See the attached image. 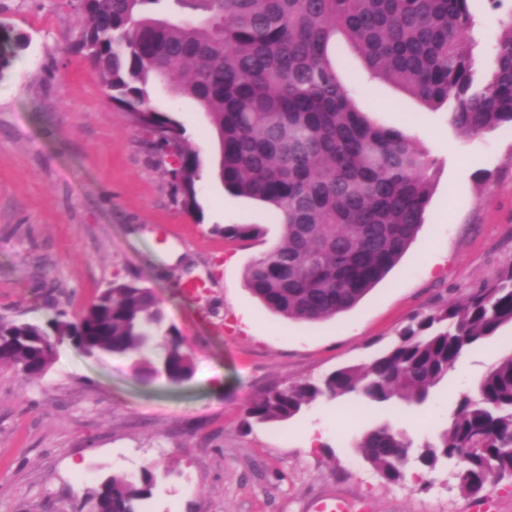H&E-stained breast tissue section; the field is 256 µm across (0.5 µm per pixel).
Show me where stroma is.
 Segmentation results:
<instances>
[{
  "label": "stroma",
  "mask_w": 512,
  "mask_h": 512,
  "mask_svg": "<svg viewBox=\"0 0 512 512\" xmlns=\"http://www.w3.org/2000/svg\"><path fill=\"white\" fill-rule=\"evenodd\" d=\"M470 33L488 55L512 18V0L491 9L470 0ZM25 46L0 73V315L76 319L109 283L138 279L163 300L184 338L193 375L179 385L143 383L130 360L89 356L62 344L50 369L28 379L0 369V512H77L86 491L116 472L150 469L141 512H313L328 496L370 512H512V482L462 494L456 469L384 485L353 448L374 422L403 427L415 442L448 419L458 396L512 354L506 325L465 352L428 400L406 410L323 401L284 422L246 415L266 390L316 380L368 362L412 320L462 298L512 265V137L469 138L399 87L369 77L348 45L336 66L367 119L397 129L432 161L425 221L400 262L354 308L315 322L287 321L246 288L248 263L275 245L281 226L264 206L204 176L203 215L181 210L168 177L129 111L112 103L98 72L72 44L77 0H0V33ZM149 104L185 128L204 166L217 160L205 112L165 88ZM251 224L253 239L218 234ZM208 285L187 294L186 282ZM319 445L304 451L308 434ZM80 470H73V463Z\"/></svg>",
  "instance_id": "35a3bbf8"
}]
</instances>
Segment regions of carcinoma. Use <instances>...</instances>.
Listing matches in <instances>:
<instances>
[{
	"label": "carcinoma",
	"mask_w": 512,
	"mask_h": 512,
	"mask_svg": "<svg viewBox=\"0 0 512 512\" xmlns=\"http://www.w3.org/2000/svg\"><path fill=\"white\" fill-rule=\"evenodd\" d=\"M74 49L101 74L109 97L161 152L174 201L202 217L199 152L171 115L148 105L157 83L194 100L218 140L224 190L271 208L280 241L246 268L250 293L292 321H322L353 308L398 263L424 223L427 153L396 129L373 125L336 66V44L360 54L367 72L476 137L512 126V19L485 68L466 48L469 0H79ZM23 40L0 50L7 69ZM512 325V266L464 300L415 317L369 362L316 381L275 386L253 401L258 423L290 420L321 399L366 407L424 403L463 353ZM133 360L146 382L178 385L192 375L163 300L136 279L114 280L74 321L44 324L0 315V367L39 377L56 352L45 337ZM152 353L158 354L154 360ZM388 483L415 460L429 471L461 463L459 489L481 493L512 480V355L456 402L438 433L417 446L379 421L354 441ZM153 478L116 473L84 497L109 512H139Z\"/></svg>",
	"instance_id": "carcinoma-1"
}]
</instances>
